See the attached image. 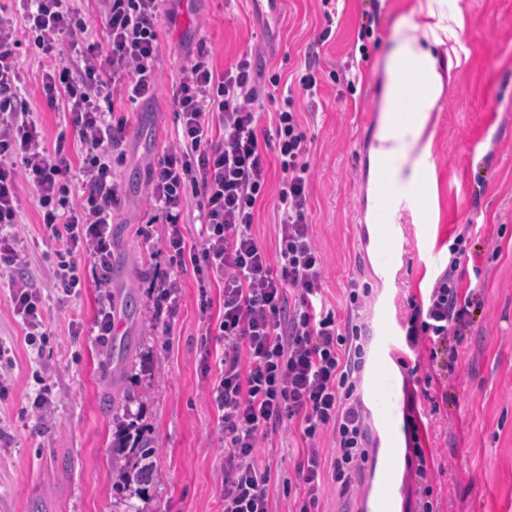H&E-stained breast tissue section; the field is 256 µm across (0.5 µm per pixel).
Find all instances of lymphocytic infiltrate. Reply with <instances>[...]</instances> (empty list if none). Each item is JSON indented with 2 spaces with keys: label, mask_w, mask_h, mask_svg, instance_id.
<instances>
[{
  "label": "lymphocytic infiltrate",
  "mask_w": 512,
  "mask_h": 512,
  "mask_svg": "<svg viewBox=\"0 0 512 512\" xmlns=\"http://www.w3.org/2000/svg\"><path fill=\"white\" fill-rule=\"evenodd\" d=\"M160 2L101 0L106 38L99 43L87 40L88 26L73 0H20L23 31L46 48L67 42L73 53L70 65L42 73L47 106L66 97L73 132L50 148L21 95L19 31L0 21V280L8 282L30 345L45 341L47 332L41 296L15 276L21 265L14 227L22 180L36 191L58 289L73 293L80 283L74 256L87 254L99 292L97 336L103 341L112 333V212L122 200L112 163L124 153L128 120L116 114L111 96L117 91L131 102L155 99ZM209 55L206 44H198L171 89L175 142L149 167L148 192L167 226L164 251L172 263L193 266L201 312L213 307L212 281L224 284V313L211 331L224 352L217 367H202L203 374L215 376L209 398L224 435V512H271V469L257 460L259 441L292 424L307 445L295 466L303 493L293 512H312L324 484L348 496L369 459L370 433L354 393L365 364L358 318L370 291L350 282L343 318L322 298V258L309 222L310 140L295 108L296 93L311 100L318 95L316 62L305 60L296 84L284 86L274 77L264 87L249 60L220 72ZM269 106L276 124L263 141L258 124ZM267 142L281 171L274 203L280 233L272 257L251 232L265 198ZM74 180L83 189L77 200L69 197ZM191 210L202 228V242L194 247L181 231ZM456 241L425 301L410 305L406 346L428 348L431 370L422 375L427 387L437 375L454 373L456 345L471 323L473 293L462 288L466 238L460 234ZM328 429L336 437V453L326 465L316 443ZM405 434L406 460L418 478L417 512H437L432 471L413 416L405 418Z\"/></svg>",
  "instance_id": "1"
}]
</instances>
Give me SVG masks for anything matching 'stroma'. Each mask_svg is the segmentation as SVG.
I'll use <instances>...</instances> for the list:
<instances>
[{
  "label": "stroma",
  "mask_w": 512,
  "mask_h": 512,
  "mask_svg": "<svg viewBox=\"0 0 512 512\" xmlns=\"http://www.w3.org/2000/svg\"><path fill=\"white\" fill-rule=\"evenodd\" d=\"M418 0H345L330 38L320 0H283L279 12L258 0H163L157 74L162 87L150 103L123 102L128 118L125 156L115 170L124 187L112 213L111 292L114 317L124 335L136 337L127 365L125 395L115 403L107 350L92 333L98 292L92 264L77 262L82 286L65 301L53 291L43 254L34 188L17 190L19 246L30 263L24 273L45 301L50 337L42 352L25 342V327L0 290V340L11 350L10 395L0 403V512H224V441L218 412L201 375L204 352L220 353L197 305L192 270L172 271L160 241L166 233L151 223L147 166L172 141L176 127L170 89L181 69L206 41L217 70L244 54L264 77L289 79L306 54L322 69L317 107L305 96L296 106L311 140L309 212L311 232L323 261L324 299L346 312L350 279L378 290L379 272L363 246L367 213L368 160L374 129L361 128L366 113L378 112L385 62L398 26ZM465 16L459 34L461 63L452 67L427 126L437 188V218L426 225L434 264L411 251L397 294V313L407 317L411 299L426 294L448 263L449 247L470 227V262L477 308L457 347L453 375L443 378L448 394L430 414L422 388L409 384L416 410L424 413L425 452L441 469L433 485L439 512H512V0H457ZM371 23H364V15ZM66 47L42 54L33 43L20 48L22 93L33 119L53 144L66 127L67 106L45 103L39 75L50 60H67ZM356 71L355 85L346 74ZM267 196L252 226L257 243L275 253L279 235L273 204L280 169L266 151ZM175 272L180 299L175 309L155 308L154 281ZM134 311H126V297ZM81 335H73V326ZM44 396L34 408L36 396ZM139 415L158 450L147 498L112 490V411ZM303 446L296 430L264 441L263 463L274 476L272 512H287L299 496L289 485Z\"/></svg>",
  "instance_id": "1"
}]
</instances>
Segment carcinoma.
<instances>
[{"mask_svg":"<svg viewBox=\"0 0 512 512\" xmlns=\"http://www.w3.org/2000/svg\"><path fill=\"white\" fill-rule=\"evenodd\" d=\"M117 421L112 440V471L118 474L112 490L117 494L131 492L143 496L153 483L154 458L157 454L154 440L145 435L138 420Z\"/></svg>","mask_w":512,"mask_h":512,"instance_id":"carcinoma-1","label":"carcinoma"}]
</instances>
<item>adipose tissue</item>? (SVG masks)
<instances>
[{"label": "adipose tissue", "instance_id": "1", "mask_svg": "<svg viewBox=\"0 0 512 512\" xmlns=\"http://www.w3.org/2000/svg\"><path fill=\"white\" fill-rule=\"evenodd\" d=\"M419 12L426 17L424 25L405 23L387 58L375 134L378 146L369 154V183L374 186L380 177H397L400 164H408L409 179L418 184L423 197V221L429 224L436 209L434 170L418 169L412 161L414 157L425 160L430 155L426 126L441 97L447 70L435 50L457 41L465 17L459 8L451 7L449 0H423ZM406 97L411 98L412 110L417 114L412 123L398 117V103Z\"/></svg>", "mask_w": 512, "mask_h": 512}]
</instances>
